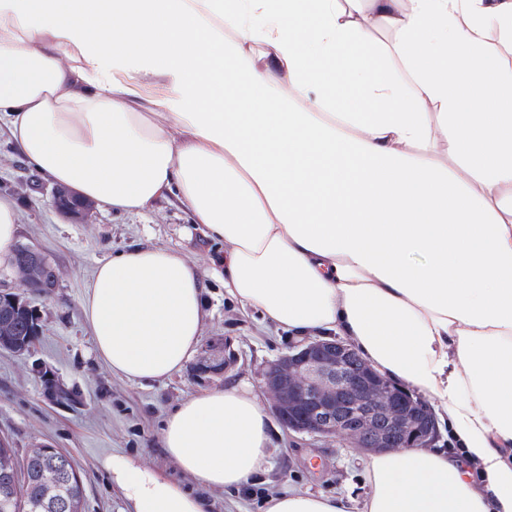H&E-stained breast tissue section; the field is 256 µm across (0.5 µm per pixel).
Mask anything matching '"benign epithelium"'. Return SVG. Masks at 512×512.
<instances>
[{
    "label": "benign epithelium",
    "mask_w": 512,
    "mask_h": 512,
    "mask_svg": "<svg viewBox=\"0 0 512 512\" xmlns=\"http://www.w3.org/2000/svg\"><path fill=\"white\" fill-rule=\"evenodd\" d=\"M52 206L72 221H84L92 202L58 187ZM14 264L24 286L44 296L51 290L45 275L54 270L38 249L18 246ZM12 306L38 321L35 307L23 296L0 291ZM265 388L276 418L289 430L323 439H347L369 453L404 448H431L436 429L430 406L416 401L369 366L343 341L329 336L292 348L268 365Z\"/></svg>",
    "instance_id": "obj_1"
}]
</instances>
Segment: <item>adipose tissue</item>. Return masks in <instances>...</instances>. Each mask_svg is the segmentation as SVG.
<instances>
[{
  "instance_id": "obj_1",
  "label": "adipose tissue",
  "mask_w": 512,
  "mask_h": 512,
  "mask_svg": "<svg viewBox=\"0 0 512 512\" xmlns=\"http://www.w3.org/2000/svg\"><path fill=\"white\" fill-rule=\"evenodd\" d=\"M493 30L512 42V0H0V120L83 198L176 199L224 240L240 304L431 398L462 461L372 455L359 512H512V59ZM84 309L99 357L143 383L184 367L204 319L195 267L158 247L99 264ZM270 444L245 385L162 429L212 489L265 472ZM105 466L130 512H205L154 469ZM265 512L348 510L286 490Z\"/></svg>"
}]
</instances>
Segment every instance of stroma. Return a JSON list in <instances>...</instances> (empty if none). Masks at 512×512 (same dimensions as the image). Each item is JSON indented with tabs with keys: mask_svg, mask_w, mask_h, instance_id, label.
Masks as SVG:
<instances>
[{
	"mask_svg": "<svg viewBox=\"0 0 512 512\" xmlns=\"http://www.w3.org/2000/svg\"><path fill=\"white\" fill-rule=\"evenodd\" d=\"M54 189L0 122V196L18 206L20 244L39 248L57 274L48 295L33 297L12 267L0 266V289L30 296L40 324L29 352L0 350V437L22 452L46 445L68 453L83 481L85 512H124L126 504L104 465L114 455L134 458L198 490L208 512H264L265 497L284 488L338 497L351 506L369 494L368 453L278 423L272 429L271 465L254 483L234 492L198 488L162 448L167 413L207 389L246 382L263 392L266 365L299 338L226 293L220 278L223 241L205 237L178 203L159 201L140 212L97 205L87 223L75 224L52 208ZM155 247L176 250L196 267L204 324L194 357L180 372L137 383L115 376L96 356L83 300L99 262ZM226 349L234 362L225 373H195L197 360ZM51 383L68 392L69 400L53 399L47 391Z\"/></svg>",
	"mask_w": 512,
	"mask_h": 512,
	"instance_id": "1",
	"label": "stroma"
}]
</instances>
